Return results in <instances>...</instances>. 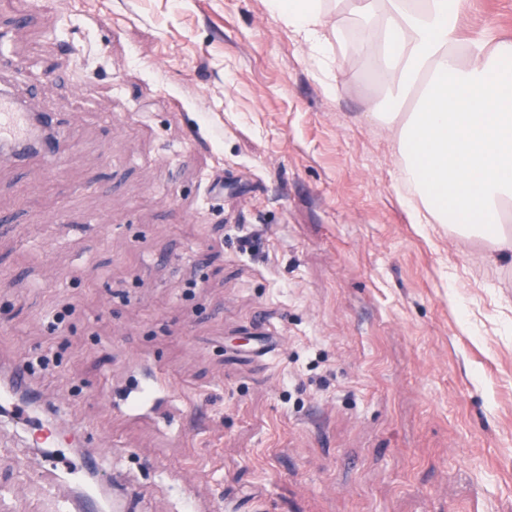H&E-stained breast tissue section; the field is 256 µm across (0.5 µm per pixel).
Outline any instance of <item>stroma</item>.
Returning <instances> with one entry per match:
<instances>
[{
    "label": "stroma",
    "instance_id": "1",
    "mask_svg": "<svg viewBox=\"0 0 512 512\" xmlns=\"http://www.w3.org/2000/svg\"><path fill=\"white\" fill-rule=\"evenodd\" d=\"M16 4L8 86L67 146L0 155V361L55 357L131 512H512V266L413 224L369 63L326 94L267 0ZM33 454L0 424V512H55Z\"/></svg>",
    "mask_w": 512,
    "mask_h": 512
}]
</instances>
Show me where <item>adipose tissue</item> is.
<instances>
[{
	"instance_id": "adipose-tissue-1",
	"label": "adipose tissue",
	"mask_w": 512,
	"mask_h": 512,
	"mask_svg": "<svg viewBox=\"0 0 512 512\" xmlns=\"http://www.w3.org/2000/svg\"><path fill=\"white\" fill-rule=\"evenodd\" d=\"M466 0H268L271 13L313 51L326 93L341 69L328 53L340 40L326 17L349 6L364 56L383 95L379 121L399 157L397 180L415 200L420 227L455 224L488 240L489 263L512 262V38L461 37Z\"/></svg>"
}]
</instances>
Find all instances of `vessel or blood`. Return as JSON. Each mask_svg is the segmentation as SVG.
Here are the masks:
<instances>
[{"label": "vessel or blood", "mask_w": 512, "mask_h": 512, "mask_svg": "<svg viewBox=\"0 0 512 512\" xmlns=\"http://www.w3.org/2000/svg\"><path fill=\"white\" fill-rule=\"evenodd\" d=\"M61 119L51 112H30L12 91H0V153L16 163L37 155L55 159L60 148ZM0 416L32 430L43 448L39 467L54 481L68 487V495L58 497L57 512H112V501L100 483L103 459L89 450L69 459L55 449L38 412V402L29 387L25 369L17 367L0 379Z\"/></svg>", "instance_id": "obj_1"}]
</instances>
